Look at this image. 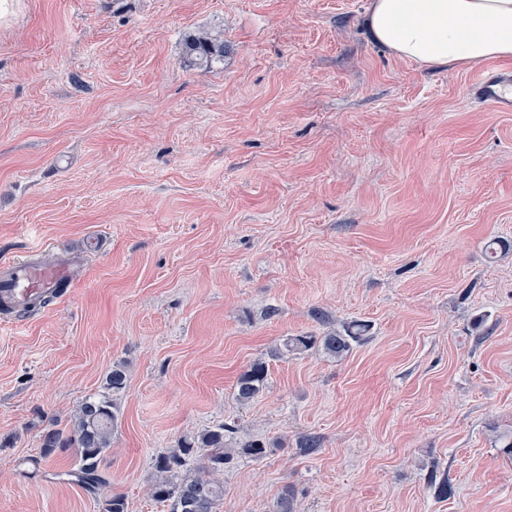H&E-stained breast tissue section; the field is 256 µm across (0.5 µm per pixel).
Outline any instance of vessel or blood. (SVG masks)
<instances>
[{
	"label": "vessel or blood",
	"instance_id": "1",
	"mask_svg": "<svg viewBox=\"0 0 512 512\" xmlns=\"http://www.w3.org/2000/svg\"><path fill=\"white\" fill-rule=\"evenodd\" d=\"M511 86L512 69L493 67L478 75L470 92L481 103L501 112H512V95L507 92ZM75 275V264L69 256L43 257L30 253L0 263V298L15 314L22 315L37 309L44 297L71 285Z\"/></svg>",
	"mask_w": 512,
	"mask_h": 512
}]
</instances>
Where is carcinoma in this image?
Wrapping results in <instances>:
<instances>
[{"instance_id": "1", "label": "carcinoma", "mask_w": 512, "mask_h": 512, "mask_svg": "<svg viewBox=\"0 0 512 512\" xmlns=\"http://www.w3.org/2000/svg\"><path fill=\"white\" fill-rule=\"evenodd\" d=\"M187 62L192 66L208 67L224 59V41L209 34L191 35L185 42ZM368 325L355 322L345 333L334 330L321 336H289L283 339L278 353L306 351L314 346L330 357H341L359 342ZM268 368L256 362L237 379L234 395L247 405L266 388ZM128 383L124 368L116 366L107 376L112 394L123 392ZM119 407L115 399L88 397L74 416L70 434L49 429L41 438L42 457L47 459L62 448H78L76 469L70 472L77 484L95 495L107 484L100 463L112 448V434L118 424ZM267 454L266 443L257 439H239L235 426L222 423L184 438L179 446L161 453L154 459L155 478L150 485L154 500L170 503V512H216L224 497L219 476L224 466L236 457L260 459Z\"/></svg>"}]
</instances>
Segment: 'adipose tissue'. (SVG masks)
Masks as SVG:
<instances>
[{"label":"adipose tissue","mask_w":512,"mask_h":512,"mask_svg":"<svg viewBox=\"0 0 512 512\" xmlns=\"http://www.w3.org/2000/svg\"><path fill=\"white\" fill-rule=\"evenodd\" d=\"M373 39L420 67L512 57V0H371Z\"/></svg>","instance_id":"1"}]
</instances>
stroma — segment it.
<instances>
[{"label":"stroma","instance_id":"1","mask_svg":"<svg viewBox=\"0 0 512 512\" xmlns=\"http://www.w3.org/2000/svg\"><path fill=\"white\" fill-rule=\"evenodd\" d=\"M368 7L19 0L0 27V258L83 264L68 299L0 323V512L113 493L169 512L155 456L227 420L269 449L225 469L217 512H275L287 486L297 512H512V112L470 98L478 66L394 56ZM204 33L223 61L185 66ZM354 321L369 331L343 357L279 351ZM257 361L267 389L240 405ZM117 364L94 498L66 478L76 449L42 458L41 436ZM268 368L263 362L253 363L237 379L234 395L241 405L251 403L266 388Z\"/></svg>","mask_w":512,"mask_h":512}]
</instances>
